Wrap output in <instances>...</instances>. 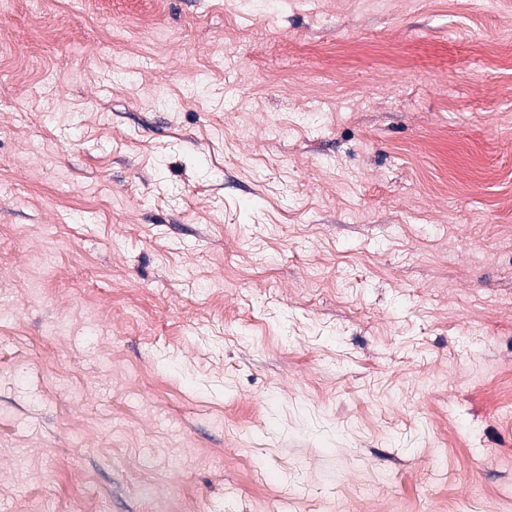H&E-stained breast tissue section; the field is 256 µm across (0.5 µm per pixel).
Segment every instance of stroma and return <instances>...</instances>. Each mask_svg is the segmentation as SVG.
Here are the masks:
<instances>
[{
  "label": "stroma",
  "mask_w": 512,
  "mask_h": 512,
  "mask_svg": "<svg viewBox=\"0 0 512 512\" xmlns=\"http://www.w3.org/2000/svg\"><path fill=\"white\" fill-rule=\"evenodd\" d=\"M224 2L0 0V512H502L512 0Z\"/></svg>",
  "instance_id": "obj_1"
}]
</instances>
